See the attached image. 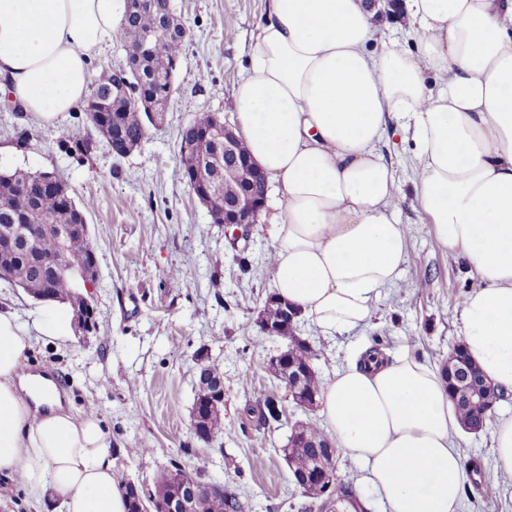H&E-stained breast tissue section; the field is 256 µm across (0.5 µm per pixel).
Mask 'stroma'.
I'll return each instance as SVG.
<instances>
[{
    "instance_id": "35a3bbf8",
    "label": "stroma",
    "mask_w": 512,
    "mask_h": 512,
    "mask_svg": "<svg viewBox=\"0 0 512 512\" xmlns=\"http://www.w3.org/2000/svg\"><path fill=\"white\" fill-rule=\"evenodd\" d=\"M190 31L174 76L175 92L161 128H149L129 155L113 156L90 129L83 106L58 125L14 109L0 94V172H59L86 207L99 242V280L92 304L98 332L64 345L39 342L26 356L35 372L51 371L73 411L94 410L108 432L118 479L141 484L177 462L235 488L247 512H305L304 497L289 480L279 453L297 421L319 411H294L284 426L256 429L244 409L271 386L264 359L285 347L263 335L257 310L274 290L267 256L271 226L259 218L249 244L226 237L182 179L181 131L202 113L235 123L232 91L246 67L266 0H171ZM90 143L70 151L61 132ZM380 151L402 185L398 217L407 229L402 285L386 290L367 326L324 335L299 319L298 336L320 351L316 367L332 378L356 352L381 345L387 356L409 355L441 368L460 342L458 303L477 288L461 253L444 249L411 194L412 148L399 138ZM247 268H240L239 257ZM178 270L179 287L166 275ZM429 279L427 289L417 288ZM224 371L222 431L215 444L191 431L197 371L203 360ZM491 431L460 433L466 481L458 512H512V479L491 448ZM497 487L485 497L484 483Z\"/></svg>"
}]
</instances>
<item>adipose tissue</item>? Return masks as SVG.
<instances>
[{
  "mask_svg": "<svg viewBox=\"0 0 512 512\" xmlns=\"http://www.w3.org/2000/svg\"><path fill=\"white\" fill-rule=\"evenodd\" d=\"M125 12L126 0H0V92L59 121L88 98L90 63ZM404 16L416 49L375 50L366 0H267L232 96L276 196L275 293L329 334L371 318L405 261L400 181L377 151L401 129L416 203L481 283L458 308L466 350L512 392V0H406ZM69 315L0 307V480L59 512H127L96 413L64 408L50 377L22 370L35 342L69 340ZM320 413L383 512H457L460 424L436 369L353 359L323 382Z\"/></svg>",
  "mask_w": 512,
  "mask_h": 512,
  "instance_id": "1",
  "label": "adipose tissue"
}]
</instances>
